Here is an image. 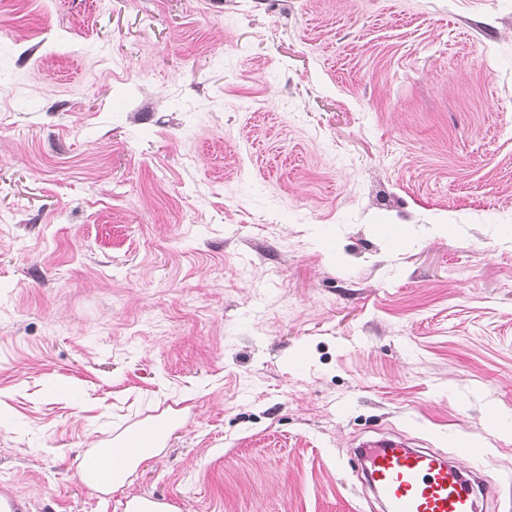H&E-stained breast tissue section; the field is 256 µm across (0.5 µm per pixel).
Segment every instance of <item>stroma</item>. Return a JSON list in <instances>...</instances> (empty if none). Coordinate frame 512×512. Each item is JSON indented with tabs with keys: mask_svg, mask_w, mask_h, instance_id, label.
Returning a JSON list of instances; mask_svg holds the SVG:
<instances>
[{
	"mask_svg": "<svg viewBox=\"0 0 512 512\" xmlns=\"http://www.w3.org/2000/svg\"><path fill=\"white\" fill-rule=\"evenodd\" d=\"M396 433L512 512V0H0V484L372 512ZM142 430L144 428L136 429L124 439L113 443L112 448H107L100 456L101 466L95 463L83 469L82 480L98 491H109L123 483L142 461L158 454L161 449L158 444V424L139 433ZM137 441H143L139 448L135 445Z\"/></svg>",
	"mask_w": 512,
	"mask_h": 512,
	"instance_id": "35a3bbf8",
	"label": "stroma"
}]
</instances>
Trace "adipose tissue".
I'll use <instances>...</instances> for the list:
<instances>
[{
	"instance_id": "adipose-tissue-1",
	"label": "adipose tissue",
	"mask_w": 512,
	"mask_h": 512,
	"mask_svg": "<svg viewBox=\"0 0 512 512\" xmlns=\"http://www.w3.org/2000/svg\"><path fill=\"white\" fill-rule=\"evenodd\" d=\"M158 436L159 429L154 426L139 434L130 433L113 443L101 455L98 464L83 469V481L102 492L123 483L142 461L159 453Z\"/></svg>"
}]
</instances>
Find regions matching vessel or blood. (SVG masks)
<instances>
[{
	"mask_svg": "<svg viewBox=\"0 0 512 512\" xmlns=\"http://www.w3.org/2000/svg\"><path fill=\"white\" fill-rule=\"evenodd\" d=\"M453 456L409 447L399 436L362 441L357 460L367 484L386 512H477L494 492L471 462L485 457L473 442L449 439ZM0 512H30V503L10 486H0Z\"/></svg>",
	"mask_w": 512,
	"mask_h": 512,
	"instance_id": "obj_1",
	"label": "vessel or blood"
}]
</instances>
